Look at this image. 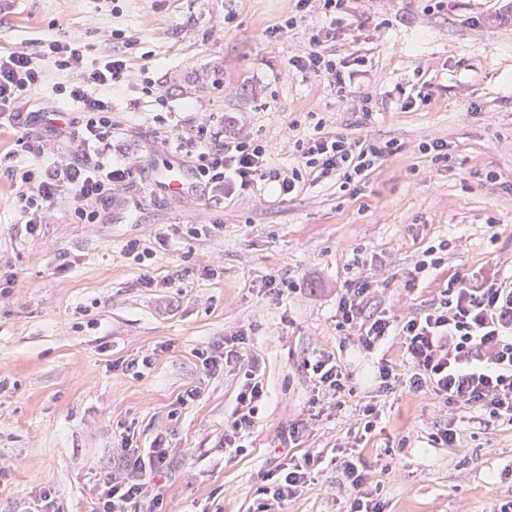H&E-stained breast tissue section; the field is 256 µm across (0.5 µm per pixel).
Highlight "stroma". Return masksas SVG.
I'll use <instances>...</instances> for the list:
<instances>
[{
  "label": "stroma",
  "instance_id": "35a3bbf8",
  "mask_svg": "<svg viewBox=\"0 0 512 512\" xmlns=\"http://www.w3.org/2000/svg\"><path fill=\"white\" fill-rule=\"evenodd\" d=\"M294 10L295 0H119L114 14L104 0H0V48L80 36L97 57L112 50L97 31L120 30L132 67L165 92L184 130L253 134L271 142L270 168L296 164L293 143L318 117L349 140L399 146L346 190L328 176L290 196L261 185L220 205L171 199L156 192L149 164L179 156L157 144L140 86H125L112 95V158L140 160L143 182L120 190L103 223L62 213L32 236L7 173L18 129L0 125V272L14 279L0 296V512H35L45 491L60 512H94L99 474L117 464L127 434L177 450L151 512H257L281 430L300 419L307 430L295 452L319 461L284 512H348L357 492L336 455L354 443L386 512H497L512 501V425L475 408L449 417L428 389L374 392L378 359L405 373L401 338L365 354L336 320L338 297L360 276L377 282L367 313L397 319L488 263L512 277V0H448L433 12L423 0H349L335 49L365 56L368 76L344 95L289 63L307 49L313 19L267 41L266 28ZM202 70L214 77L204 92H170L173 78ZM409 96L414 107L401 108ZM436 138L449 144L447 166L418 151ZM490 170L497 181L486 180ZM132 240L151 244L150 259L126 254ZM443 240L442 265L406 288L425 249ZM208 265L214 278L201 275ZM145 274L169 284L142 287ZM272 280L290 287L276 293ZM240 330L268 396L231 449L224 435L241 379L229 366L207 371L200 355ZM322 350L350 374L342 400L312 399L305 362ZM146 355L150 368L130 369ZM190 389L197 398L181 404ZM369 402L378 427L358 443ZM448 423L459 447L432 440Z\"/></svg>",
  "mask_w": 512,
  "mask_h": 512
}]
</instances>
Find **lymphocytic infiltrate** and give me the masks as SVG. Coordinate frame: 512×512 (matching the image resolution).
<instances>
[{"label": "lymphocytic infiltrate", "mask_w": 512, "mask_h": 512, "mask_svg": "<svg viewBox=\"0 0 512 512\" xmlns=\"http://www.w3.org/2000/svg\"><path fill=\"white\" fill-rule=\"evenodd\" d=\"M345 4L346 0H297L295 14L266 31L268 42L276 43L311 14L326 17L325 25L311 29L308 51L293 56L290 63L297 71L325 78L341 93L367 76L364 57L347 60L326 49L327 43L342 36L334 18ZM90 50V44L76 38H48L0 52L1 118H18V106L38 95L53 69L65 76L57 91L79 111L76 121L65 127L57 125L53 111L30 112L21 120L10 154L15 158L30 155L36 162L14 168L11 178L19 221L31 235L62 209L74 223H100L112 206L113 190L137 183L143 173L138 163L112 159V132L118 120L106 91L132 84L127 54L116 47L93 60ZM154 136L161 143H175L200 180L205 199L219 204L261 181L276 183L284 195L296 192L309 179L329 175L338 176L347 187L361 182L397 151L394 141H352L325 131L318 122L310 135L296 142L298 164L281 172L268 166L267 143L247 134L227 138L217 132L201 139L163 122ZM374 291L368 277L357 278L339 297L336 318L340 325L357 329L358 342L369 353L389 337H402L408 376L400 378L389 360L380 359L373 371L379 391L391 392L402 383L412 392L428 387L449 411L478 408L494 420L512 424V280H450L430 307L400 320L365 313L364 304ZM245 340V334L233 336L232 349L203 360L212 372L232 363L243 373L236 396L239 416L231 435L224 438L229 446L234 445L237 432L252 426L254 413L266 396L258 359L237 349ZM306 368L314 389L323 395L337 397L344 392L349 373L334 354L315 353ZM173 454L160 437L149 448L123 438L119 466L98 483L95 512H140L143 503L158 502L161 493L156 478L167 469ZM339 460L344 480L359 491L349 512H384V504L366 487L365 463L359 453L343 449ZM316 463L308 453L286 458L272 485L264 490L267 501L262 512H274L295 498Z\"/></svg>", "instance_id": "f902f5d3"}]
</instances>
